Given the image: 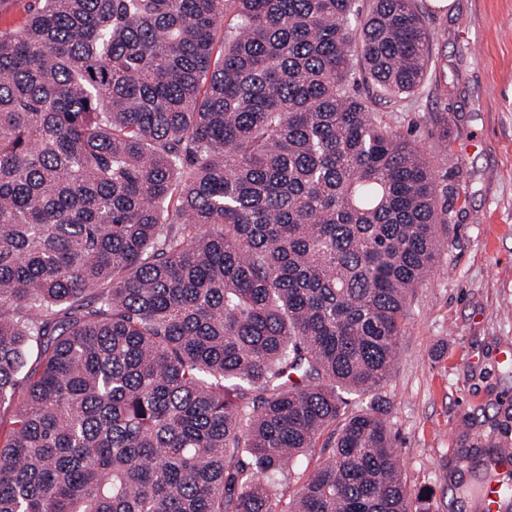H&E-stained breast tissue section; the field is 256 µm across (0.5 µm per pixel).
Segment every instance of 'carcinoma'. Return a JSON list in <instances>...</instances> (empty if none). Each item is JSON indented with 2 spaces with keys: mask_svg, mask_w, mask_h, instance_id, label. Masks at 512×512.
Wrapping results in <instances>:
<instances>
[{
  "mask_svg": "<svg viewBox=\"0 0 512 512\" xmlns=\"http://www.w3.org/2000/svg\"><path fill=\"white\" fill-rule=\"evenodd\" d=\"M432 41L416 0L0 31V512H431L378 406L448 206L350 75L410 97ZM505 453L461 459L511 509Z\"/></svg>",
  "mask_w": 512,
  "mask_h": 512,
  "instance_id": "cac0c4a2",
  "label": "carcinoma"
}]
</instances>
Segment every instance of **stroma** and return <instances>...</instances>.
<instances>
[{"instance_id": "1", "label": "stroma", "mask_w": 512, "mask_h": 512, "mask_svg": "<svg viewBox=\"0 0 512 512\" xmlns=\"http://www.w3.org/2000/svg\"><path fill=\"white\" fill-rule=\"evenodd\" d=\"M418 4L435 35L422 88L397 101L377 96L361 63L351 77L383 123L417 141L438 193L455 191L409 300L384 418L404 483L432 489V512H483L460 455L477 433L512 449V0Z\"/></svg>"}]
</instances>
